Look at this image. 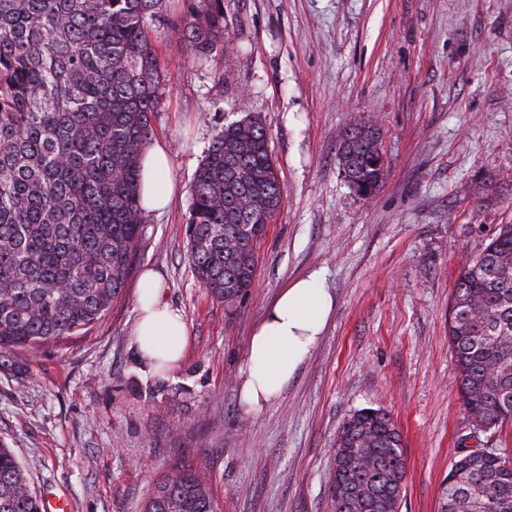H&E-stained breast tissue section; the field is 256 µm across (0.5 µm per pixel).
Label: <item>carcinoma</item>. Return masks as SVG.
<instances>
[{
  "mask_svg": "<svg viewBox=\"0 0 512 512\" xmlns=\"http://www.w3.org/2000/svg\"><path fill=\"white\" fill-rule=\"evenodd\" d=\"M184 44L195 66L224 41V0H0V367L81 336L122 297L143 235L141 150L153 135L163 66L151 32ZM349 187L385 177L381 129L345 127ZM283 193L260 117L222 125L195 170L187 262L214 297L252 288L259 243ZM448 336L472 422L512 423V224L461 270ZM403 440L382 408L355 411L336 438L331 512H399ZM442 512H512V457L465 450ZM0 512H40L19 460L0 447ZM143 512H216L186 465L161 472Z\"/></svg>",
  "mask_w": 512,
  "mask_h": 512,
  "instance_id": "1",
  "label": "carcinoma"
}]
</instances>
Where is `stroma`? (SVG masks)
<instances>
[{
    "label": "stroma",
    "instance_id": "stroma-1",
    "mask_svg": "<svg viewBox=\"0 0 512 512\" xmlns=\"http://www.w3.org/2000/svg\"><path fill=\"white\" fill-rule=\"evenodd\" d=\"M162 98L151 119L181 196L144 212L120 302L82 336L0 369V445L36 496L70 512H140L157 473L212 479L223 512H330L336 436L384 408L406 457L401 512H441L464 448L512 453V425L477 432L448 339L467 258L512 224V0H224V44L206 68L158 34ZM262 118L283 203L256 284L225 305L186 258L193 174L217 127ZM381 128L385 178L347 184L340 132ZM155 270L187 320L184 359L145 372L133 343L140 275ZM324 271L336 306L281 396L241 395L251 332L282 288Z\"/></svg>",
    "mask_w": 512,
    "mask_h": 512
}]
</instances>
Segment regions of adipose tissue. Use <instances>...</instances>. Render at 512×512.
Returning <instances> with one entry per match:
<instances>
[{"mask_svg":"<svg viewBox=\"0 0 512 512\" xmlns=\"http://www.w3.org/2000/svg\"><path fill=\"white\" fill-rule=\"evenodd\" d=\"M140 187L143 209L162 213L173 205V164L162 143L143 148ZM322 279L321 272L313 271L287 285L256 325L242 384L249 409L272 404L321 337L334 307ZM142 281L134 344L148 370L163 374L182 358L188 325L183 313L167 301L155 272L144 271Z\"/></svg>","mask_w":512,"mask_h":512,"instance_id":"adipose-tissue-1","label":"adipose tissue"}]
</instances>
